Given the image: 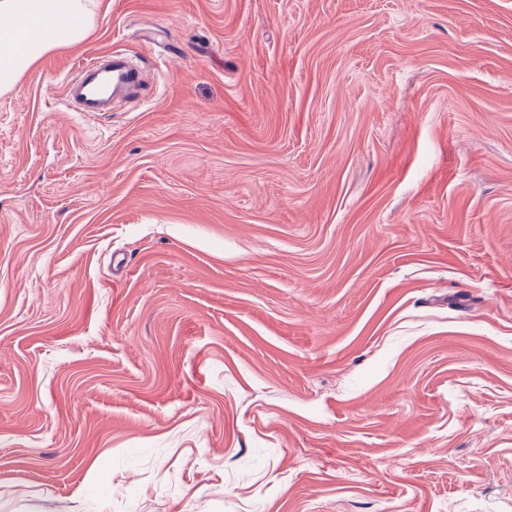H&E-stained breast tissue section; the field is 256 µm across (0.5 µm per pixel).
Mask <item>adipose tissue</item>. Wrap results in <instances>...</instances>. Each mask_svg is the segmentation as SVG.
I'll return each instance as SVG.
<instances>
[{"label": "adipose tissue", "mask_w": 512, "mask_h": 512, "mask_svg": "<svg viewBox=\"0 0 512 512\" xmlns=\"http://www.w3.org/2000/svg\"><path fill=\"white\" fill-rule=\"evenodd\" d=\"M89 0H0V92L52 49L81 41Z\"/></svg>", "instance_id": "obj_1"}]
</instances>
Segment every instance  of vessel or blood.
<instances>
[{"mask_svg": "<svg viewBox=\"0 0 512 512\" xmlns=\"http://www.w3.org/2000/svg\"><path fill=\"white\" fill-rule=\"evenodd\" d=\"M143 73L122 50H107L83 64L64 85L63 97L72 111L85 116L110 114L114 105L140 99Z\"/></svg>", "mask_w": 512, "mask_h": 512, "instance_id": "vessel-or-blood-1", "label": "vessel or blood"}]
</instances>
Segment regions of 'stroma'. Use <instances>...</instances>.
Instances as JSON below:
<instances>
[{
    "mask_svg": "<svg viewBox=\"0 0 512 512\" xmlns=\"http://www.w3.org/2000/svg\"><path fill=\"white\" fill-rule=\"evenodd\" d=\"M92 10L0 93V512H512V0ZM144 91L143 73L122 50H107L83 64L64 85L63 97L74 112L104 116L120 102L138 100Z\"/></svg>",
    "mask_w": 512,
    "mask_h": 512,
    "instance_id": "stroma-1",
    "label": "stroma"
}]
</instances>
